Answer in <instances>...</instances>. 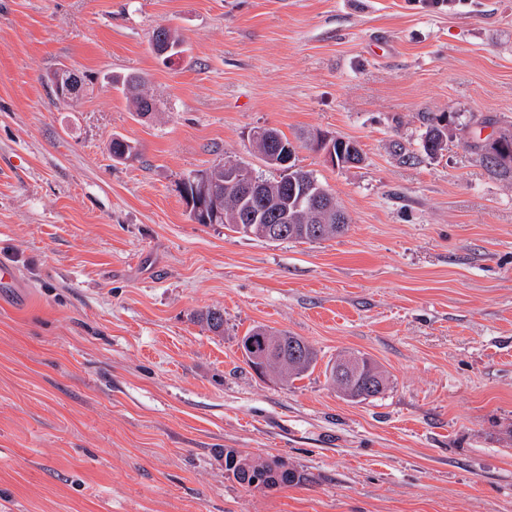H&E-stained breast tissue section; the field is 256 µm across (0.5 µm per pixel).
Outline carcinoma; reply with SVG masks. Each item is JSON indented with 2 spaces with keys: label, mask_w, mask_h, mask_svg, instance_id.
<instances>
[{
  "label": "carcinoma",
  "mask_w": 512,
  "mask_h": 512,
  "mask_svg": "<svg viewBox=\"0 0 512 512\" xmlns=\"http://www.w3.org/2000/svg\"><path fill=\"white\" fill-rule=\"evenodd\" d=\"M146 79L138 74H130L122 81L121 92L130 99L134 112L138 117L144 116V104L151 99L146 91ZM442 118L437 116L425 119L426 129L422 135V147L429 157H435L447 146V139L441 136L440 123ZM251 145L255 152L267 165L274 167L272 159L274 145L260 136V130H255ZM336 153L346 160L362 157L361 149L354 141L335 139ZM110 151L114 155L128 153V156L139 158V149L135 142L122 136L112 138ZM512 157V133L504 132L499 136L497 145L490 147L482 154L485 167L501 176L512 177V164L505 161V156ZM231 166L247 169L240 162L227 161L210 171L219 191L217 207L220 216L217 223L244 237L260 239L269 226L278 224L277 217L288 212V224L284 225L286 233L281 237L283 241L317 242L332 238L341 233L345 225L336 223V214L344 213L339 205H334L335 213L320 220L313 212L312 207L300 203V199L308 198L309 193L324 189V185L311 171L295 169L287 165L288 175H279L276 179L256 175V179L263 184L265 196L269 202L267 208H257L251 199L239 194L235 187L228 185V168ZM196 320L212 332H221L224 327L223 311L214 308L196 315ZM255 350H250V347ZM243 349L245 363L258 375H272L280 381L293 382L302 378L307 372L314 369L318 355L316 350L298 336H293L286 330H276L265 326L251 328L239 341ZM276 351L275 360L267 365L255 360L256 355H266ZM351 365V375L343 382L337 380L334 372L341 365ZM328 379L344 396L353 399L362 394L367 383L375 379L380 388L376 389L370 397L382 394L387 387V378L381 368L370 358L360 353H350L334 361L329 370ZM252 475L246 472L233 473V478L239 484L251 486L253 476L269 465V460L261 457L250 458Z\"/></svg>",
  "instance_id": "cac0c4a2"
}]
</instances>
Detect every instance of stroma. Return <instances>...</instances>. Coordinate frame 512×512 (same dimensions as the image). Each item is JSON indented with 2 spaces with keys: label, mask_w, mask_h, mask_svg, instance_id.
I'll use <instances>...</instances> for the list:
<instances>
[{
  "label": "stroma",
  "mask_w": 512,
  "mask_h": 512,
  "mask_svg": "<svg viewBox=\"0 0 512 512\" xmlns=\"http://www.w3.org/2000/svg\"><path fill=\"white\" fill-rule=\"evenodd\" d=\"M177 30L181 58L151 49ZM84 77L57 100L48 75ZM149 81L137 117L116 76ZM454 130L431 159L427 114ZM280 131L349 216L316 243L192 220L179 186ZM512 0H0V512H512ZM140 160L113 161V136ZM320 137L357 142L337 168ZM218 307L224 332L193 321ZM285 329L301 379L239 339ZM390 376L351 402L337 355ZM301 483L258 490L224 451ZM506 155H509L510 162L504 161ZM498 156L502 160H498ZM482 162L485 167L501 176L512 177V133L504 132L499 136L496 146H491L482 154ZM251 342L256 351L250 350ZM245 363L260 376H275L280 381L293 382L302 378L314 369L318 355L316 350L298 336H292L286 330H276L265 326L252 327L239 341ZM276 351L275 360L267 362L256 361V354L264 356L270 351ZM299 351L298 358L293 357V351ZM240 453V452H239ZM241 454V453H240ZM245 459H250L251 468H252V474L248 476L245 471H242L241 473L234 472L233 478L236 480L240 485H244L247 487H251L252 479L255 477L258 473L261 472V469H266L269 465V461H278L279 459L272 458V459H264L261 457H251L248 455L241 454ZM288 472V479L284 481L283 484H292V483H299L303 479V476L296 471L292 469H287L283 467H277L275 465H271V469L262 471V473L258 476H256L253 479V485L260 484V486H263L267 483H280L282 477Z\"/></svg>",
  "instance_id": "1"
}]
</instances>
